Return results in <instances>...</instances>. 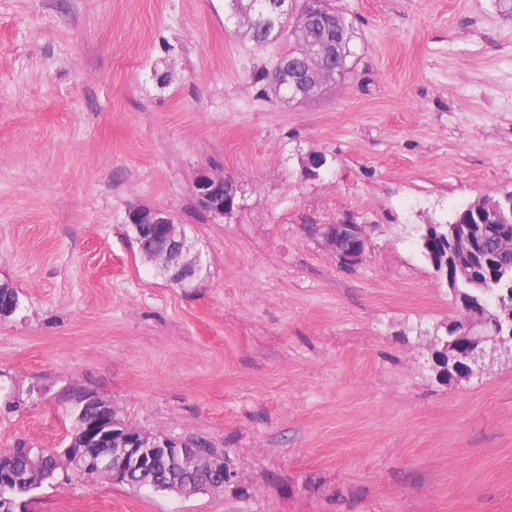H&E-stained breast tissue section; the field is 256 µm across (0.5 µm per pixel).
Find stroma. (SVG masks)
I'll list each match as a JSON object with an SVG mask.
<instances>
[{"instance_id": "obj_1", "label": "stroma", "mask_w": 512, "mask_h": 512, "mask_svg": "<svg viewBox=\"0 0 512 512\" xmlns=\"http://www.w3.org/2000/svg\"><path fill=\"white\" fill-rule=\"evenodd\" d=\"M333 3L351 70L291 101L255 80L287 42L227 0H0V449L63 451L85 390L233 471L190 497L61 473L28 512H512V354L440 377L464 311L418 246L512 191V11ZM202 170L231 214L196 207ZM135 206L183 225L193 287L140 256ZM345 219L354 266L322 236ZM192 194L197 207L213 216L223 217L237 206V188L224 174L200 171L193 182ZM324 237L330 249L343 264L354 265L363 257L366 234L361 225L345 221L330 224L324 232Z\"/></svg>"}]
</instances>
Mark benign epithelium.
I'll list each match as a JSON object with an SVG mask.
<instances>
[{
	"mask_svg": "<svg viewBox=\"0 0 512 512\" xmlns=\"http://www.w3.org/2000/svg\"><path fill=\"white\" fill-rule=\"evenodd\" d=\"M334 58V50L321 46L320 54L304 80L293 82L296 99L316 96L315 89L336 79V65L326 63ZM197 207L214 216H224L236 207L237 188L224 175L200 171L192 186ZM128 224L136 230L138 251L161 268L173 271L171 281L179 284L197 276L200 260L191 248L181 225L160 208L133 207L128 211ZM325 240L340 262L351 266L365 252L366 234L362 226L352 222L330 224ZM452 244V261H432L438 277L461 301L469 314L466 330L452 325L448 339L437 351L436 360L441 374H446V362L461 369L459 377L471 378L484 373L486 358L499 348L512 343V307L490 309L487 296L475 294L472 284L471 257L476 242L468 223L448 225ZM95 416H84V409L75 411L74 423L83 433L81 446H67L63 455L88 478L104 476L115 484L134 483L136 473L149 466L158 453H163L169 473L176 475L169 491L190 496L201 491L218 490L230 479L231 471L224 453L198 445L190 448L185 440L153 436L136 428L112 423V405L97 396Z\"/></svg>",
	"mask_w": 512,
	"mask_h": 512,
	"instance_id": "1",
	"label": "benign epithelium"
}]
</instances>
